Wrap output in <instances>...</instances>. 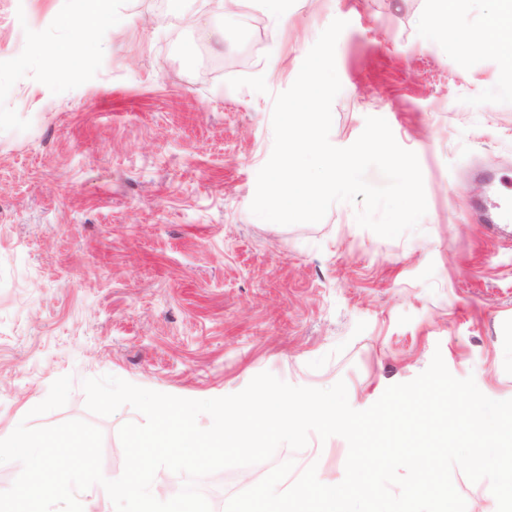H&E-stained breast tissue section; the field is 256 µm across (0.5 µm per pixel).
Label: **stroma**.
<instances>
[{"mask_svg": "<svg viewBox=\"0 0 512 512\" xmlns=\"http://www.w3.org/2000/svg\"><path fill=\"white\" fill-rule=\"evenodd\" d=\"M0 0V427L83 419L103 433L102 471L122 474L130 407L88 412L81 382L112 374L189 399L268 371L296 386L345 381L364 410L434 353L457 378L512 399V94L499 55L424 28L431 0ZM341 91L330 141L384 118L414 152L427 213L386 239L356 205L279 225L254 216L273 148L276 94L333 19ZM70 48L74 70L48 55ZM68 403L29 411L59 377ZM339 436L310 435L267 462L204 477L212 512L294 460L342 481Z\"/></svg>", "mask_w": 512, "mask_h": 512, "instance_id": "1", "label": "stroma"}]
</instances>
